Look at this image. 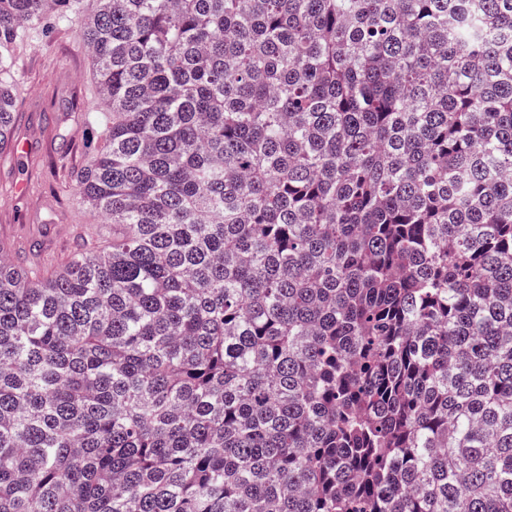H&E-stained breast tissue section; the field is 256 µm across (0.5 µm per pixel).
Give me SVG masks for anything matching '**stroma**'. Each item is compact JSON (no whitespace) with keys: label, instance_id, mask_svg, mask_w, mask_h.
Here are the masks:
<instances>
[{"label":"stroma","instance_id":"1","mask_svg":"<svg viewBox=\"0 0 512 512\" xmlns=\"http://www.w3.org/2000/svg\"><path fill=\"white\" fill-rule=\"evenodd\" d=\"M16 66L25 74L16 110L21 157L0 163V241L11 258L45 271L69 258L77 245L97 247L107 238L100 217L80 201L53 163L68 154L81 165L99 143V128L86 124L85 113L96 111L99 90L88 51L73 29L19 44Z\"/></svg>","mask_w":512,"mask_h":512}]
</instances>
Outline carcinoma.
Listing matches in <instances>:
<instances>
[{"mask_svg":"<svg viewBox=\"0 0 512 512\" xmlns=\"http://www.w3.org/2000/svg\"><path fill=\"white\" fill-rule=\"evenodd\" d=\"M111 112L112 245L0 243V512H512V0H0Z\"/></svg>","mask_w":512,"mask_h":512,"instance_id":"carcinoma-1","label":"carcinoma"}]
</instances>
